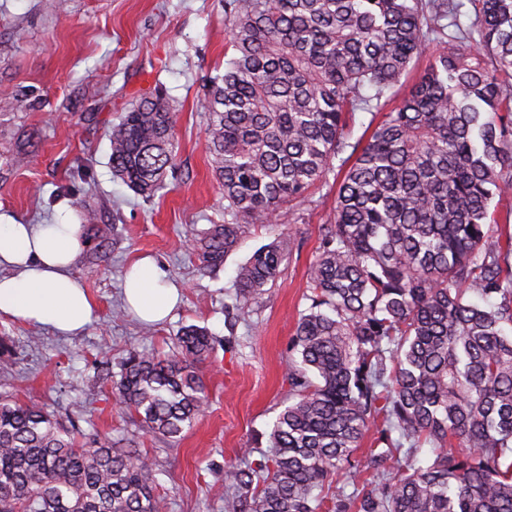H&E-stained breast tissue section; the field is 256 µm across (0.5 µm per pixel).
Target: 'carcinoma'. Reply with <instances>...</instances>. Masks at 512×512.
Wrapping results in <instances>:
<instances>
[{"instance_id": "cac0c4a2", "label": "carcinoma", "mask_w": 512, "mask_h": 512, "mask_svg": "<svg viewBox=\"0 0 512 512\" xmlns=\"http://www.w3.org/2000/svg\"><path fill=\"white\" fill-rule=\"evenodd\" d=\"M470 3L465 26L460 0H224V72L198 99L224 223L195 238L199 271L253 224L297 223L291 205L341 176L289 404L269 454L224 465V512H512V235L491 209L512 196V0ZM358 112L375 124L363 144ZM174 127L165 97L142 98L109 131L113 176L160 191ZM285 249L278 236L238 267L239 300L276 280ZM217 346L189 325L171 354L133 347L103 380L146 433L175 439L205 413ZM155 474L135 446L85 442L0 395V512H165Z\"/></svg>"}]
</instances>
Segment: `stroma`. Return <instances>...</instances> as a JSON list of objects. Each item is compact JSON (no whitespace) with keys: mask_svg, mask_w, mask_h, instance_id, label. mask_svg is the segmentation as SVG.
Returning a JSON list of instances; mask_svg holds the SVG:
<instances>
[{"mask_svg":"<svg viewBox=\"0 0 512 512\" xmlns=\"http://www.w3.org/2000/svg\"><path fill=\"white\" fill-rule=\"evenodd\" d=\"M224 0H0V215L25 224H114L121 237L98 251L87 241L72 272L96 305L84 332L61 336L0 313L10 364L0 394L47 406L84 434L128 438L157 465L167 512H224V465L241 449L267 450L266 432L287 406L289 340L309 305V268L335 189H316L287 230L288 249L273 284L240 304L238 265L277 229L252 226L223 268L201 273L190 244L220 221L224 197L206 153V121L196 97L224 66ZM160 90L176 115L175 165L154 198L112 175L107 133L140 95ZM27 158L13 160L20 139ZM152 257L179 285L170 319L152 324L126 311L122 277ZM207 328L224 345L202 374L208 411L180 438L161 441L120 416L100 361L118 367L130 346L168 353L181 327Z\"/></svg>","mask_w":512,"mask_h":512,"instance_id":"stroma-1","label":"stroma"}]
</instances>
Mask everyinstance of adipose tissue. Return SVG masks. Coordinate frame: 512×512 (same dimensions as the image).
I'll return each instance as SVG.
<instances>
[{
  "label": "adipose tissue",
  "instance_id": "adipose-tissue-1",
  "mask_svg": "<svg viewBox=\"0 0 512 512\" xmlns=\"http://www.w3.org/2000/svg\"><path fill=\"white\" fill-rule=\"evenodd\" d=\"M85 246L81 225L22 224L0 220V313L47 325L73 336L91 323L95 304L71 268ZM124 295L131 311L146 322L165 319L179 301V288L150 258L127 270Z\"/></svg>",
  "mask_w": 512,
  "mask_h": 512
}]
</instances>
